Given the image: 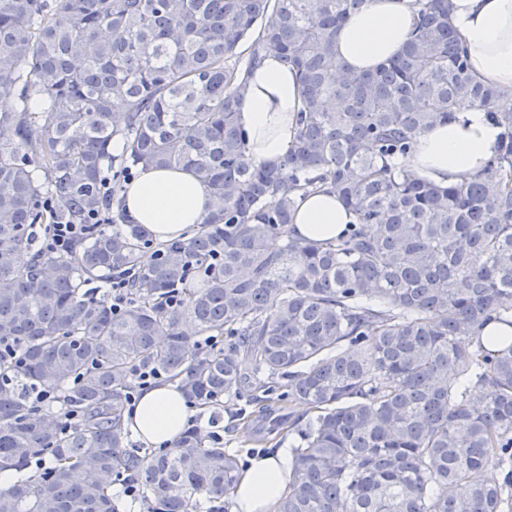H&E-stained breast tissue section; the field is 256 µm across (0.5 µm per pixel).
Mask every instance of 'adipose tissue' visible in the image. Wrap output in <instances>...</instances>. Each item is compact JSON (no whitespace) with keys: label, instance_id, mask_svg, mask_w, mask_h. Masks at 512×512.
Returning <instances> with one entry per match:
<instances>
[{"label":"adipose tissue","instance_id":"ef3b65f1","mask_svg":"<svg viewBox=\"0 0 512 512\" xmlns=\"http://www.w3.org/2000/svg\"><path fill=\"white\" fill-rule=\"evenodd\" d=\"M415 0H364L336 37V55L361 76L398 55L413 30ZM448 24L463 45L472 77L512 92V0H450ZM245 92L238 121L247 154L256 163H279L294 144L302 93L295 70L269 51L243 73ZM501 130L485 110L465 107L454 119L435 124L419 138L407 166L421 179L445 188L482 172L498 151ZM124 206L133 223L161 243L187 240L213 211L214 201L182 169L140 168L127 183ZM353 213L324 189L298 195L289 226L296 237L333 244L354 223ZM194 409L176 384L143 389L124 422L144 444L170 448ZM288 449L249 459L228 497L232 512H277L290 485Z\"/></svg>","mask_w":512,"mask_h":512}]
</instances>
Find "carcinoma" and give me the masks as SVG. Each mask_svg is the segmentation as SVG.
<instances>
[{
	"label": "carcinoma",
	"instance_id": "cac0c4a2",
	"mask_svg": "<svg viewBox=\"0 0 512 512\" xmlns=\"http://www.w3.org/2000/svg\"><path fill=\"white\" fill-rule=\"evenodd\" d=\"M362 2L0 0V98L20 101L0 111V471L20 474L0 512H122L123 477L148 512L196 496L229 512L239 463L220 439L188 428L147 458L130 443L144 365L204 407L249 390L262 409L317 413L278 512L512 508V337L479 336L512 326V95L471 77L448 0H416L403 53L348 73L336 34ZM245 44L248 62L274 51L300 76L298 137L277 165L250 160L237 123ZM465 106L499 125L498 153L457 186L421 181L405 159ZM140 166L187 170L213 198L192 238L155 246L113 203L104 172ZM321 187L356 214L334 245L288 229L297 193ZM92 216L120 229L35 248L41 225ZM114 271L131 276L119 314L85 290ZM193 271L205 287L172 303ZM187 323L224 348L196 351ZM41 389L79 423L45 418ZM281 427L263 414L252 433Z\"/></svg>",
	"mask_w": 512,
	"mask_h": 512
}]
</instances>
